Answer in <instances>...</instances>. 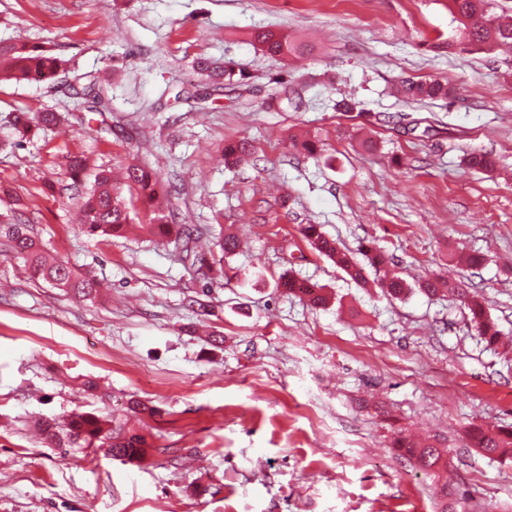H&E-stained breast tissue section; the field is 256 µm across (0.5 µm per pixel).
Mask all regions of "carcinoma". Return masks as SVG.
<instances>
[{
	"instance_id": "cac0c4a2",
	"label": "carcinoma",
	"mask_w": 512,
	"mask_h": 512,
	"mask_svg": "<svg viewBox=\"0 0 512 512\" xmlns=\"http://www.w3.org/2000/svg\"><path fill=\"white\" fill-rule=\"evenodd\" d=\"M448 12L456 23L454 36L444 44L448 50H491L500 44H512V13L496 12L494 0H448ZM253 41L263 53L270 56L288 57L309 50V45L285 33L270 30L254 32ZM59 66L60 60L45 50L0 44V75L3 77L16 80L51 78ZM195 66L201 75L215 85L234 82L235 69L230 63L219 64L199 57ZM72 91L85 100L87 111H99L94 83L74 86ZM396 91L412 101L448 99L455 95V88L441 79L423 81L405 78L398 82ZM63 121L65 116L58 112H38L33 116L18 112L14 115L13 126L20 137L26 138L39 129L54 127ZM247 151L248 142L241 139L225 144L222 156L224 162L229 163ZM465 163L470 168L485 171L496 167L495 158L482 151L466 155ZM161 188L162 181L158 174L146 165L126 168L120 180L112 178L110 170L97 171L84 196L85 223L81 225L82 232L93 237L123 234L133 221L124 195L127 191L144 206L141 228L154 236H170L171 225L175 223L174 210L154 206L159 196H171L169 192L160 193ZM301 232L314 250L335 262L353 281L358 284L365 282L363 265L353 255L339 250L333 240L323 235L319 225L306 224ZM201 235L202 231L195 225H178L176 242L181 244L185 257L200 263L204 262L198 257L197 251V241ZM0 237L6 239L14 258L33 269L53 287L78 299L97 292L99 284L94 277L77 272L64 260L48 257L39 240L32 235L29 225L3 222L0 224ZM279 287L313 306L327 303L328 295L323 293L322 288L292 276L280 277ZM418 289L429 297L448 295L459 298L468 310L470 324L486 346L494 348L498 345L500 331L488 317L478 295L466 291L457 281L442 277L424 279L418 283ZM39 431L47 444L66 454L71 448H94L103 451L106 457L123 462L142 463L146 460L145 436L132 428L113 425L109 414L75 412L67 417L63 425L54 419L43 421ZM470 436L474 446L484 455L512 461V431L488 433L475 426ZM395 447L414 460L419 469L436 477L447 467L444 451L436 441L415 443L401 436L397 438Z\"/></svg>"
}]
</instances>
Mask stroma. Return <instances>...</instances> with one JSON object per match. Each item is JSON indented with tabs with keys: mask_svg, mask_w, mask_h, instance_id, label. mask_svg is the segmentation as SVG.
<instances>
[{
	"mask_svg": "<svg viewBox=\"0 0 512 512\" xmlns=\"http://www.w3.org/2000/svg\"><path fill=\"white\" fill-rule=\"evenodd\" d=\"M258 29L318 49L272 57L251 44ZM454 29L446 0H0V42L65 64L0 80V214L22 208L51 255L105 285L76 299L0 244V512H512V462L467 438L512 430V352L486 348L459 299L390 297L370 267L361 287L300 233L311 222L341 250L378 248L412 285L459 279L512 337V49L438 48ZM202 55L234 63L243 86L204 87ZM82 74L101 79L99 111L69 90ZM402 77L458 95L407 102ZM44 110L69 120L18 142L14 113ZM295 134L316 155L292 151ZM240 139L247 160L224 165ZM474 150L496 171L467 168ZM73 155L149 165L178 188L177 223L204 227V251L218 227L239 249L211 271L171 239L85 235ZM474 252L481 267L457 265ZM284 274L329 304L284 293ZM199 292L203 320L185 306ZM75 410L139 430L147 461L48 447L38 422ZM401 431L443 442L447 499L393 448Z\"/></svg>",
	"mask_w": 512,
	"mask_h": 512,
	"instance_id": "1",
	"label": "stroma"
}]
</instances>
